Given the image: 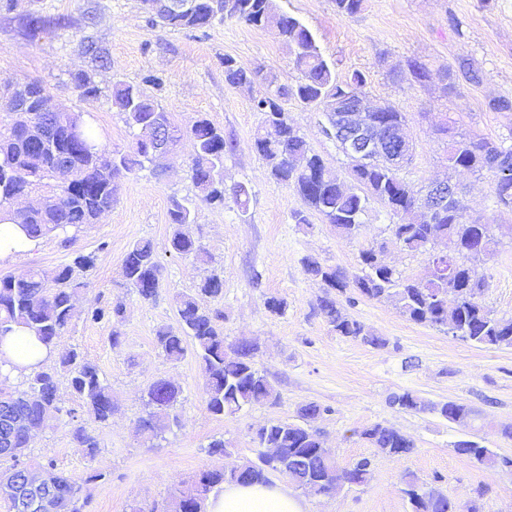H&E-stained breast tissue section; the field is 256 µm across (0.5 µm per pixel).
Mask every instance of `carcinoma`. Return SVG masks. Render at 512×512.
Segmentation results:
<instances>
[{
    "instance_id": "1",
    "label": "carcinoma",
    "mask_w": 512,
    "mask_h": 512,
    "mask_svg": "<svg viewBox=\"0 0 512 512\" xmlns=\"http://www.w3.org/2000/svg\"><path fill=\"white\" fill-rule=\"evenodd\" d=\"M143 2L149 21L170 28L200 30L226 19L260 28L276 26L293 51V64L300 77L291 85L277 86L275 98L262 96L255 100L254 107L264 118L254 148L266 162L271 177L293 185L301 197L304 208L291 213L293 223L308 225L309 216L317 214L340 234L353 237L370 201L375 200L396 218L391 225L396 242L406 251L428 254L424 271L414 278H404L394 267L380 264L378 250L373 246L361 251L358 273L349 276L340 267H327L306 257L302 265L307 275L320 280L328 289L342 291L352 287L367 298L388 301L413 322L453 328L456 336L472 345L512 347V318L499 317L479 302L485 283L473 271L496 245L492 225L468 220L465 206L457 197L448 203L443 215L431 218L425 214L419 203L422 189L401 176L412 161L410 150L401 154L397 168L381 157L368 165L352 162V185L338 182L280 104L283 99H294L318 109L328 125H334L336 101L363 98L367 84L363 73L355 71L348 79L337 81L310 31L298 19L273 12L272 0H224L221 13L213 11L212 0H197L193 11L177 13H160L151 7V0ZM458 73L471 83L481 80L480 71L467 59L459 62L458 71L450 70L446 77ZM224 74L230 85L242 87L252 85L260 70L245 68L226 57ZM30 93L34 101L25 122L15 119L10 104L0 102V223L18 224L31 238L60 232L61 246L69 248L83 227L97 223L101 214L112 208L116 181L150 167L154 137L159 130L178 141L191 142L190 178L195 190L207 203L224 205V158L232 150V143L225 141L224 132L208 118L201 116L183 128L142 89L118 82L113 86V102L124 114L126 124L135 130V138L129 151L113 154L97 142L94 132L84 124L83 113L40 112L42 85L30 82ZM368 120L389 132L401 129L405 116L386 104L370 113ZM448 163L454 168L489 174L497 204L512 206V145L457 132L448 148ZM62 164L71 173L67 184L54 180V173ZM32 193L65 194L68 202L63 207L16 206L18 198ZM169 220L172 250L200 258L201 246L185 230L194 223L187 199H171ZM439 237L454 245L442 258L435 255L433 244ZM95 261V254L74 250L69 261L57 268L50 279L37 269L17 276H0V343L16 329L24 328L56 355L53 365L24 375L17 385L6 378L0 380V408L32 426L53 416L66 415L72 441L91 460L99 451L93 427L103 428L112 421V388L99 367L76 346L64 344L63 339L71 322L74 298L84 286L82 278ZM122 276L140 300L147 302L156 297L161 266L152 241L139 240L128 249ZM223 299L224 275L212 270L194 292L177 298L178 326L161 327L155 336L157 348L174 362L186 355L187 341H192L204 377L206 408L220 416L278 398L268 377L255 367L258 344L246 338L232 344L225 342L221 325L224 313L211 306ZM317 309L338 335L373 347L386 344L383 337L373 335L364 324L343 313L329 296L319 299ZM88 315L93 322L111 325L112 347L122 344V302H99ZM64 383L81 402L86 418L63 410L60 390ZM179 395V387L167 379H158L148 387V412L141 418L140 426L149 438L159 437L170 426L169 411ZM392 403L402 409L428 408L410 392L394 396ZM434 410L450 422L474 415L471 407L456 402L443 403ZM325 412L327 408L321 404L307 402L298 408L296 420L263 424L253 437L261 448L257 460L244 459L230 469L201 471L190 490L174 496L170 512H203L205 501L222 493L224 484L268 482L273 472L287 475L294 485L302 484L312 496H328L345 486L366 484L371 476L369 459H359L341 470L335 459L317 452L320 433L312 422ZM363 436L389 456H406L414 449V443L404 434L382 424L363 431ZM28 444V436L19 433L12 438L13 451H0V479L20 476L28 466L24 460ZM456 451L490 468L512 466V459L497 456L479 441L462 440L456 444ZM37 468L61 491L65 512H86L90 504L88 485L105 478L104 472L95 470L78 481L52 460ZM404 485L411 512H456L451 499L438 490L421 487L413 475H405Z\"/></svg>"
}]
</instances>
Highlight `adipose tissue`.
Listing matches in <instances>:
<instances>
[{"mask_svg":"<svg viewBox=\"0 0 512 512\" xmlns=\"http://www.w3.org/2000/svg\"><path fill=\"white\" fill-rule=\"evenodd\" d=\"M50 355L26 329L20 328L0 342V373L12 377L31 372ZM204 512H308L307 505L285 483L228 485L209 498Z\"/></svg>","mask_w":512,"mask_h":512,"instance_id":"ef3b65f1","label":"adipose tissue"}]
</instances>
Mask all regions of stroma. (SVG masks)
<instances>
[{
	"label": "stroma",
	"instance_id": "obj_1",
	"mask_svg": "<svg viewBox=\"0 0 512 512\" xmlns=\"http://www.w3.org/2000/svg\"><path fill=\"white\" fill-rule=\"evenodd\" d=\"M278 11L299 19L313 34L337 80L352 72L366 75L367 103H388L406 116L405 137L413 161L402 175L416 186L449 180L462 188L469 220L491 224L498 245L476 272L488 287L481 304L512 317V211L495 203L491 178L448 165V146L436 133L454 132L512 144V112L489 104L512 98V0H363L360 12L339 16L334 0H274ZM44 25L29 36L28 15ZM95 43L107 59L99 64L85 51ZM261 68L277 83L294 82L293 55L276 29L228 20L212 27L174 29L150 25L141 0H15L0 14V82L40 80L57 106L84 113L109 151H126L133 131L112 103L118 82L145 87L174 121L187 126L206 116L234 144L224 158V185L249 189L247 209L233 195L214 208L198 199L189 178L192 147L182 144L163 176L143 170L122 177L115 201L98 223L77 236V250L97 255L85 276L74 317L65 337L97 364L112 387L117 408L109 427L97 430L96 459L86 457L69 428L47 422L29 444V458L54 459L76 478L91 468L105 471L90 486V512H166L171 498L186 489L202 470L254 457L255 430L273 420H292L300 405L315 401L325 408L316 422L339 466L366 457L372 478L363 486L343 488L332 496L307 497L309 512H411L402 476L415 474L459 506L479 501L483 512H512V472L489 469L459 455L461 440H478L498 456L512 457V438L501 430L512 425V347H477L446 330L409 321L391 303L362 296L349 288L336 293L350 318L366 325L385 346L372 347L340 336L316 314L324 290L304 272L312 257L327 266L357 273L360 251L383 246L385 261L405 277L420 274L426 255L402 250L391 233L383 205L371 202L356 236H341L320 216L309 224L293 223L290 214L303 201L292 185L274 180L253 146L262 116L253 107L264 83L252 89L229 85L225 57ZM468 58L481 74L479 83L458 80L443 94L444 73ZM427 64L422 83L406 75L408 61ZM86 72L99 92L83 98L72 77ZM160 85H153V78ZM310 148L332 174L346 179L348 160L327 138L321 113L288 100L283 104ZM191 198L195 222L190 234L210 257L200 264L169 246L172 198ZM151 240L162 266L154 300L141 301L121 275L122 260L134 242ZM67 259L55 236L41 238L22 262H0V275L30 269L54 272ZM224 274V337L234 342L256 339L257 368L274 384L275 404L256 405L233 415L217 416L205 404L204 380L193 354L168 361L157 349L160 327L176 326V297L197 287L205 268ZM285 299L284 314L271 313L268 297ZM123 301V342L112 347L110 328L87 316L99 301ZM174 381L181 393L174 409L177 426L146 444L138 431L145 413L142 396L157 378ZM410 392L429 402H461L477 413L467 425L448 422L430 411L404 410L393 396ZM398 429L414 443L411 454L381 453L364 438L375 424ZM223 438L228 453L212 456L208 443Z\"/></svg>",
	"mask_w": 512,
	"mask_h": 512
}]
</instances>
